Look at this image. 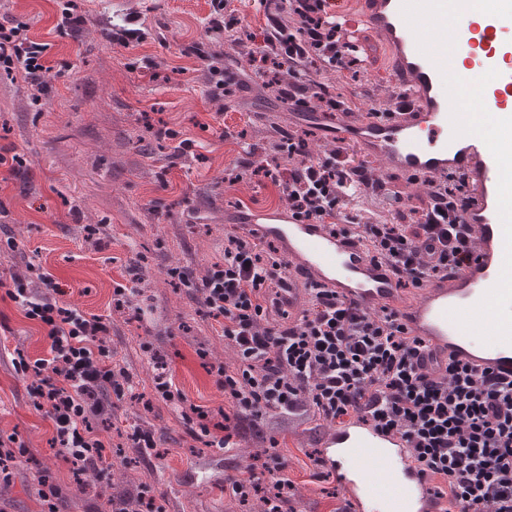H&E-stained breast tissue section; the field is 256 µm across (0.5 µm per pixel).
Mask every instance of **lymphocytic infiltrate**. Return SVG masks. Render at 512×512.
Returning a JSON list of instances; mask_svg holds the SVG:
<instances>
[{
  "instance_id": "lymphocytic-infiltrate-1",
  "label": "lymphocytic infiltrate",
  "mask_w": 512,
  "mask_h": 512,
  "mask_svg": "<svg viewBox=\"0 0 512 512\" xmlns=\"http://www.w3.org/2000/svg\"><path fill=\"white\" fill-rule=\"evenodd\" d=\"M258 3L274 19L263 45L250 53V65L287 69L288 82L278 95L297 111H307L314 99L322 111L341 110L318 81L320 73L346 65L349 49L325 10L326 0ZM45 50L25 28L0 20V69L19 73L37 92L48 71ZM256 171L281 187L294 215L342 231L350 221L347 200L383 188L365 165L347 160L344 147L312 157L299 132L281 133L271 163ZM427 186L415 223L361 227L374 258L404 288L461 270L473 253V236L463 221L471 201L465 178L449 174ZM169 274L200 293L206 317L220 326L234 351V367L206 365L231 412L187 403L162 356L146 342L141 348L156 368L153 390L134 394L129 376L112 360L103 316L62 301L58 283L44 268L11 276L6 296L43 326L49 340L48 357L31 362L17 349L11 362L16 372L31 376V401L52 421L67 462L93 474L112 470L92 422L128 397L146 410L157 400L171 403L192 435L219 449L235 447L245 419L318 418L336 425L361 414L406 440L419 473L436 482V495L447 501V512H512V380L442 360L404 334L395 312L365 313L312 285L309 308L291 317L287 262L276 247L264 249L235 234L224 239L223 261L203 276L185 267ZM286 467L279 456H266L250 477L225 474L224 490L243 503L262 496L265 512H283L293 488Z\"/></svg>"
}]
</instances>
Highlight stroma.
Wrapping results in <instances>:
<instances>
[{
  "mask_svg": "<svg viewBox=\"0 0 512 512\" xmlns=\"http://www.w3.org/2000/svg\"><path fill=\"white\" fill-rule=\"evenodd\" d=\"M64 2L0 0V16L25 24L31 39L46 44L50 66L38 104L18 76L0 71V153L26 160L17 173L0 167V231L16 243L0 250V275L44 267L65 289V301L103 316L112 354L136 392L150 393L156 373L140 349L146 341L188 403L228 407L197 352L229 366L234 354L205 317L200 297L167 271L185 266L201 276L221 260L231 231L226 212L285 205L281 190L252 174L280 131H309L314 155L333 148L336 134L298 120L288 103L264 89L232 39H224L216 62L189 56L193 46L213 47L216 36L206 30L210 0H76L87 21L62 33L56 25ZM131 16L142 39L113 43L106 28ZM353 43L357 67L324 72L319 80L346 100L351 119L361 120L389 103L393 79L376 38L360 35ZM214 66L224 71V94L217 98L209 93ZM183 139L193 147L182 154L176 147ZM347 157L366 164L388 191L349 200L346 214L399 224L409 210L422 208L426 184L384 169L357 144H348ZM88 224L102 225V244L86 240ZM137 274L149 275L154 287L138 291L130 309L114 311L113 289L132 285ZM17 348L37 359L47 356L49 344L0 288V436L26 448L0 495V512H108L105 498L76 490L51 421L35 410L28 378L11 364ZM135 424L152 431L156 452L133 447L127 435ZM100 435L137 462L117 496L156 495L166 512H240L224 493V474L247 475L266 450L247 424L236 448L204 447L162 401L146 412L133 401L117 402ZM276 440L294 486L289 512H335L344 488L337 477L315 478L311 441L292 432ZM42 474L60 490L49 503L40 493Z\"/></svg>",
  "mask_w": 512,
  "mask_h": 512,
  "instance_id": "stroma-1",
  "label": "stroma"
}]
</instances>
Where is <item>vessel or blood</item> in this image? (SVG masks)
<instances>
[{
	"label": "vessel or blood",
	"instance_id": "b4317fda",
	"mask_svg": "<svg viewBox=\"0 0 512 512\" xmlns=\"http://www.w3.org/2000/svg\"><path fill=\"white\" fill-rule=\"evenodd\" d=\"M329 16L346 32L365 31L387 49L396 91L391 114L359 123L334 114L338 137L357 140L386 169L419 182L463 175L471 204L464 214L475 250L454 275H439L413 289L398 287L389 267L374 259L357 230L340 232L300 220L288 209L228 212L233 228L249 238L273 241L293 281L332 290L367 313L388 308L409 336L440 358L512 376V344L476 345L461 334L450 313L474 307L498 281L505 240L498 215V166L477 136H454L450 100L436 62L422 54L401 13V0H335ZM497 78L484 90L497 118L512 116V36L502 18L465 10L455 27L450 70L472 81L489 69ZM322 465L339 477L351 512H440L428 483L415 469L406 442L355 416L319 438Z\"/></svg>",
	"mask_w": 512,
	"mask_h": 512
}]
</instances>
